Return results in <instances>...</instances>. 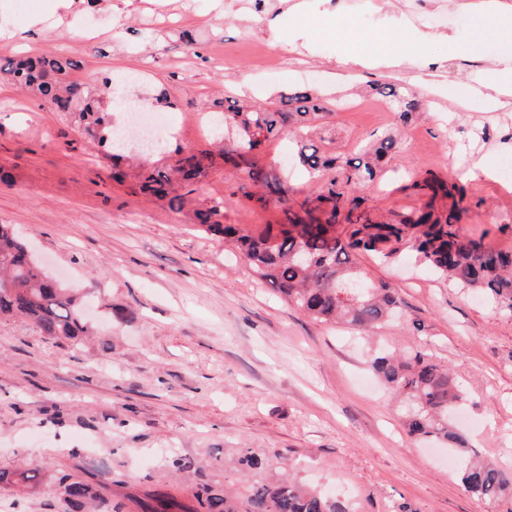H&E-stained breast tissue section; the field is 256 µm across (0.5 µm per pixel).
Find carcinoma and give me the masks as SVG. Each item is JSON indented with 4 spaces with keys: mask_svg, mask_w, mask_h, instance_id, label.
<instances>
[{
    "mask_svg": "<svg viewBox=\"0 0 512 512\" xmlns=\"http://www.w3.org/2000/svg\"><path fill=\"white\" fill-rule=\"evenodd\" d=\"M77 68L63 57L21 56L0 66V81L7 80L56 111L74 116L81 131L102 148V161L118 160L120 155L112 147V106L122 102L103 97L92 80H69L70 71ZM371 91L374 99L393 109L394 123L375 145L346 159L334 177L330 171L336 158L306 138L313 123L329 116L312 94L282 95L274 108L228 101L224 121L235 128L238 145L222 149V156L244 181L255 186L272 182V176L255 164L253 153L263 141L285 134L298 140L296 163L310 178L321 181L323 190L314 199H304L296 211L288 205V185L274 184L276 202L284 208L288 223L268 224L257 235H240L224 223L222 199L195 209V223L208 233L233 239L244 261L273 292L320 323L365 331L399 317L394 289L354 265L353 255L366 252L392 262L406 248L439 278L492 298L499 312L512 316V252L487 249L461 233L456 185L434 178L413 182L410 188L426 201L397 224H375L361 213L353 215L357 209L353 192L375 183L380 167L397 147L401 129L421 107L406 88L392 83H375ZM175 154L169 167L146 166L140 171L142 190L168 196L173 204L182 197L170 195L172 186L204 176L213 164L210 153L190 147H179ZM439 197L452 200L449 209L436 211ZM342 211L348 224L338 231L336 218ZM18 315L57 338L76 339L90 329L78 291L48 276L13 230L0 224V319ZM371 366L384 386L403 401L410 434L462 446L463 437L448 428V412L463 394L447 365L421 348L405 357L378 355ZM238 463L258 476L240 497L218 483L197 486L187 499L153 488L132 500L134 512H349L343 502L289 477L274 478L268 462L248 448L242 449ZM58 481L70 512H85L99 496L98 487L69 472L61 473ZM460 481L481 498L512 500V470L492 461L466 464Z\"/></svg>",
    "mask_w": 512,
    "mask_h": 512,
    "instance_id": "1",
    "label": "carcinoma"
}]
</instances>
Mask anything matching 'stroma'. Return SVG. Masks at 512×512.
<instances>
[{"mask_svg":"<svg viewBox=\"0 0 512 512\" xmlns=\"http://www.w3.org/2000/svg\"><path fill=\"white\" fill-rule=\"evenodd\" d=\"M372 24L358 23L328 0L305 13L265 0H30L0 10V63L20 53L80 61L75 77H112L132 101L185 115L151 164L171 163L176 147L213 151L222 131L198 132L193 117L225 99L272 105L296 88L325 106L369 81L411 86L424 110L408 126L390 165L406 172L361 190L375 221L394 223L418 207L409 179L434 175L460 189L461 230L486 248L512 251V103L489 110L473 92L471 43L492 65L504 45L496 26L449 8L444 23L420 30L454 35L459 53L427 48L449 67L351 72L337 60L384 46L409 27L404 0H368ZM94 25L83 37L82 22ZM235 42L240 64L225 69L211 47ZM262 40L299 57L293 78L252 69L251 43ZM393 120L377 104L337 111L334 141L312 139L327 154L350 157ZM98 145L72 118L17 87L0 83V224L11 225L50 275L82 289L94 331L52 338L29 320L0 321V512H67L61 472L100 484L89 512H129L130 501L159 485L187 495L206 479L239 487L236 464L250 448L274 468L348 505L351 512H512L465 490V459L409 437L398 402L373 372L372 350L401 354L429 347L461 384L455 420L468 448L512 468V316L483 295L439 279L415 254L392 263L359 254L374 279L395 288L402 321L374 339L315 322L271 291L223 237L194 226V207L224 201V221L256 233L286 216L276 201L259 206L253 184L217 162L209 175L179 186L182 208L140 192L137 169L115 182ZM483 174H475V167ZM194 461L176 472L171 457ZM38 475L20 481L29 462Z\"/></svg>","mask_w":512,"mask_h":512,"instance_id":"stroma-1","label":"stroma"}]
</instances>
